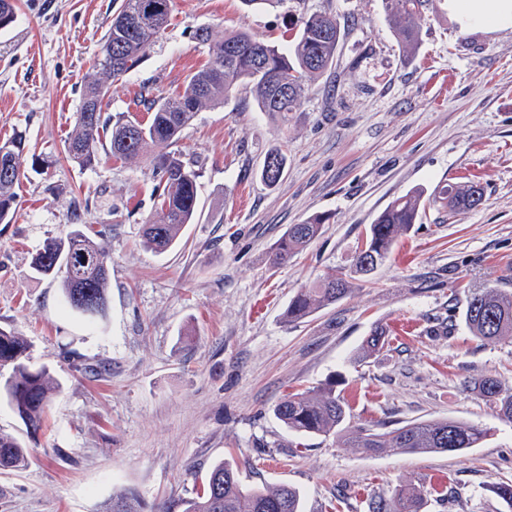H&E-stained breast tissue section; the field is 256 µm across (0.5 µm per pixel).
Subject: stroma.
<instances>
[{"mask_svg":"<svg viewBox=\"0 0 512 512\" xmlns=\"http://www.w3.org/2000/svg\"><path fill=\"white\" fill-rule=\"evenodd\" d=\"M113 0H17L0 31V140L27 147L10 223L0 224V328L25 336L30 364L59 381L46 427L30 434L7 403L0 432L27 452L0 468V512H110L113 497L147 507L194 496L220 460L245 487L288 485L302 512H367L405 480L429 489L421 512H508L491 490L512 482V422L472 387L512 386V339L486 342L464 321L470 293L512 289V30L465 29L433 0L405 58L382 0H174L169 27L112 83L106 114L147 120L141 96L168 97L208 60L213 37L245 28L285 45L302 11L347 29L332 69L301 111H259L237 88L198 113L178 149L199 170L197 214L177 247L143 243L159 208L149 163L99 154L83 168L65 153L74 115L112 22ZM286 171L263 182L266 153ZM480 179L486 200L451 214L422 211L371 280L294 323L283 312L314 282L349 273L366 229L396 197ZM321 234L287 262L268 260L288 225L313 217ZM110 255L107 309L90 321L66 309L34 254L68 225ZM389 343L369 358L374 327ZM335 381L349 425L454 419L486 429L465 454L367 455L335 436L301 437L277 403Z\"/></svg>","mask_w":512,"mask_h":512,"instance_id":"35a3bbf8","label":"stroma"}]
</instances>
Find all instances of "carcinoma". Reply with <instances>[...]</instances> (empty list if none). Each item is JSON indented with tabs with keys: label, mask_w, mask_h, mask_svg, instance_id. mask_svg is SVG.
Segmentation results:
<instances>
[{
	"label": "carcinoma",
	"mask_w": 512,
	"mask_h": 512,
	"mask_svg": "<svg viewBox=\"0 0 512 512\" xmlns=\"http://www.w3.org/2000/svg\"><path fill=\"white\" fill-rule=\"evenodd\" d=\"M112 23L100 43V51L112 52V66L95 61L85 81L74 129L65 144L67 156L81 166H91L97 158L100 129L111 126L109 149L124 161L146 159L162 184L160 211L143 225L147 246L166 252L179 242L180 232L192 223L197 204L199 173L188 166L174 149L183 130L196 114L224 101L242 85L249 88L262 112L288 118L301 111L310 81L327 72L336 60L345 27L330 12L306 13L297 20L298 29L288 45L280 48L260 40L245 30L224 34L214 40L208 30L198 39L208 46V65L195 72L182 92L173 97L147 99L152 117L142 122L119 115L104 117L103 99L112 80L134 67L167 29L173 0H113ZM386 17L403 53L411 58L420 44V19L429 0H382ZM26 136L21 131L0 141V223H7L15 211V185L20 178ZM286 158L278 149L270 150L263 161L261 178L269 185L283 177ZM485 189L479 181L449 184L438 191L433 202L450 212L473 210L483 204ZM424 206L423 192L409 191L396 197L366 230L361 247L346 276L328 277L296 293L288 302L285 318L298 322L316 310L336 304L353 290V281H363L391 253ZM322 220L290 224L274 244L272 263L281 264L306 246L320 232ZM108 252L102 242L77 226L47 242L36 253L33 271L42 277L60 279L65 303L84 315L79 299L91 291L96 299L95 315L107 306L109 280ZM470 333L484 341L512 338V290L486 288L467 299L464 314ZM386 328H375L362 345L367 356L382 349ZM29 345L14 331L0 329V367H11V374L0 383V396L25 423L29 431L42 428V414L57 383L44 368L32 369L26 363ZM471 386L499 417L512 421V388H505L494 376L471 381ZM348 403L336 394V383L329 381L307 393L285 397L274 408V415L288 431L301 436L336 434L345 448L366 454L466 453L478 448L489 430L452 419L406 423L386 431L366 427H343ZM26 460V449L13 436L0 433V466L18 467ZM424 490L410 483L395 487L390 494L372 497L368 512H420ZM111 512H146L138 499L120 497ZM161 512H302L299 492L288 485L245 489L237 467L229 461L214 465L202 492L174 500Z\"/></svg>",
	"instance_id": "carcinoma-1"
}]
</instances>
